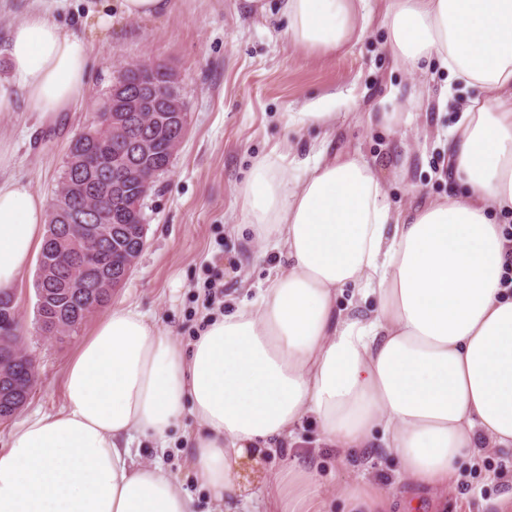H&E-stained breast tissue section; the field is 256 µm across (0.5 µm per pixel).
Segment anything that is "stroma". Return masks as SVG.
I'll use <instances>...</instances> for the list:
<instances>
[{
    "label": "stroma",
    "instance_id": "35a3bbf8",
    "mask_svg": "<svg viewBox=\"0 0 512 512\" xmlns=\"http://www.w3.org/2000/svg\"><path fill=\"white\" fill-rule=\"evenodd\" d=\"M280 0H171L169 14L152 19L114 15L108 31L94 17L103 0H0V84L10 86L0 106V138L10 140V176L29 180L51 200L68 146L94 118L98 101L120 70L134 61L160 62L178 77L188 112L183 143L144 207L146 245L112 305L133 304L183 341H193L204 313L203 286L220 277L224 310L253 302L267 269L279 262L257 241L241 216L242 189L255 162L277 150L307 153L317 129L300 132L288 115L313 102L336 114L325 142L326 158L362 157L375 165L389 205L408 210L459 194L448 175L442 148L455 125L460 101L473 97L462 83H447L438 66L410 71L387 49L385 0H368L370 25L347 51L326 55L291 45L283 34ZM50 11L59 23L83 36L91 47L87 82L78 103L52 122L16 87L7 57L13 26L36 9ZM396 94L403 112L393 126L371 125ZM36 267H29L15 289L23 341L37 358L35 391L21 417L58 410L64 403L66 367L80 343L108 313L97 309L69 338L42 335L35 320ZM189 444L174 437L166 462L198 512H221L209 491L188 475ZM295 460L317 471L327 512H346L339 491L364 481L391 495L392 512H402L394 497L397 465L389 456L343 452L324 447L313 422L304 423L297 442L267 455L270 471ZM423 512H512V451L491 449L489 457L466 465L439 496L416 491Z\"/></svg>",
    "mask_w": 512,
    "mask_h": 512
}]
</instances>
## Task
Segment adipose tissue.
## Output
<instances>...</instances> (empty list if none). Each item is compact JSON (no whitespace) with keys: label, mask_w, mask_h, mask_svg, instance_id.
I'll return each instance as SVG.
<instances>
[{"label":"adipose tissue","mask_w":512,"mask_h":512,"mask_svg":"<svg viewBox=\"0 0 512 512\" xmlns=\"http://www.w3.org/2000/svg\"><path fill=\"white\" fill-rule=\"evenodd\" d=\"M367 15L366 0L281 3L288 40L327 55L362 37ZM386 17L397 61L438 62L478 91L448 133L461 194L395 212L360 158L329 160L320 145L310 161L259 159L242 215L283 261L257 299L188 344L136 306L113 308L68 364L63 408L12 431L0 512H195L162 462L131 449L140 436L166 450L188 416L190 473L224 512H289L290 489L314 487L305 466H265L308 418L329 447L385 449L400 480L434 490L479 449L512 450V297L496 221L512 211V0H388ZM7 54L44 119L81 97L89 46L49 12L17 24ZM47 220L29 181L0 178V293Z\"/></svg>","instance_id":"adipose-tissue-1"}]
</instances>
